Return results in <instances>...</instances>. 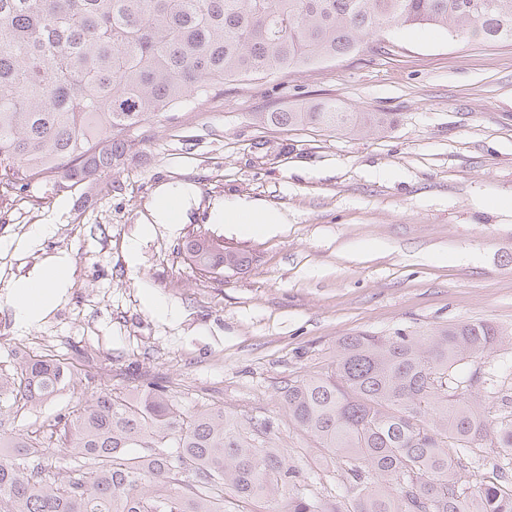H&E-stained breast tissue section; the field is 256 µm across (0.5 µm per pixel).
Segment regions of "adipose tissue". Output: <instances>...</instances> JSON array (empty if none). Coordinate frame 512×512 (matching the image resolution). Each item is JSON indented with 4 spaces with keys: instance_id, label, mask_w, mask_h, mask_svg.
<instances>
[{
    "instance_id": "obj_1",
    "label": "adipose tissue",
    "mask_w": 512,
    "mask_h": 512,
    "mask_svg": "<svg viewBox=\"0 0 512 512\" xmlns=\"http://www.w3.org/2000/svg\"><path fill=\"white\" fill-rule=\"evenodd\" d=\"M192 196L193 190L188 185L160 186L149 208L145 232H152L158 224L170 228L180 224ZM214 216L227 224H237L245 229L259 226L269 232L278 230L285 221L284 215L278 210L244 200L217 206ZM66 284L65 264L59 261L16 285L12 304L16 321L21 324L38 321L64 294Z\"/></svg>"
}]
</instances>
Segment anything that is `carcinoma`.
<instances>
[{
  "mask_svg": "<svg viewBox=\"0 0 512 512\" xmlns=\"http://www.w3.org/2000/svg\"><path fill=\"white\" fill-rule=\"evenodd\" d=\"M404 25L512 43V0H0V191L45 174L53 192L96 186L124 163L126 133L147 114L222 94L226 81L302 73ZM265 120L373 133L395 122L328 102ZM183 250L216 279L254 261L205 234ZM502 336L487 321L427 336L358 333L338 341L331 374L285 382L288 420L345 465L346 510L304 492L270 426L222 407L184 411L152 382L79 399L24 433L1 429L0 512H236L258 502L271 512H512V487L495 472L464 484L448 452L489 435L512 452V419L490 418L468 389L470 363ZM74 376L64 359L29 354L0 372V396L41 402Z\"/></svg>",
  "mask_w": 512,
  "mask_h": 512,
  "instance_id": "carcinoma-1",
  "label": "carcinoma"
}]
</instances>
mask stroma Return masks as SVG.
Segmentation results:
<instances>
[{
  "label": "stroma",
  "instance_id": "obj_1",
  "mask_svg": "<svg viewBox=\"0 0 512 512\" xmlns=\"http://www.w3.org/2000/svg\"><path fill=\"white\" fill-rule=\"evenodd\" d=\"M332 99L389 112L381 134L278 128L266 112ZM109 182L0 202V369L53 352L79 375L50 400L0 399L19 432L112 390L166 385L187 411L201 403L270 423L293 465L329 501L339 459L289 422L288 379L333 371L341 337L426 333L461 321L512 329V44L393 27L353 54L298 75L225 83L221 96L154 112L127 134ZM196 196L177 231H143L160 185ZM248 200L287 219L275 233L214 220ZM205 232L255 258L215 280L178 249ZM64 260L68 288L37 322H16L14 287ZM162 302L165 312L151 308ZM492 417L512 414V343L471 363Z\"/></svg>",
  "mask_w": 512,
  "mask_h": 512
}]
</instances>
